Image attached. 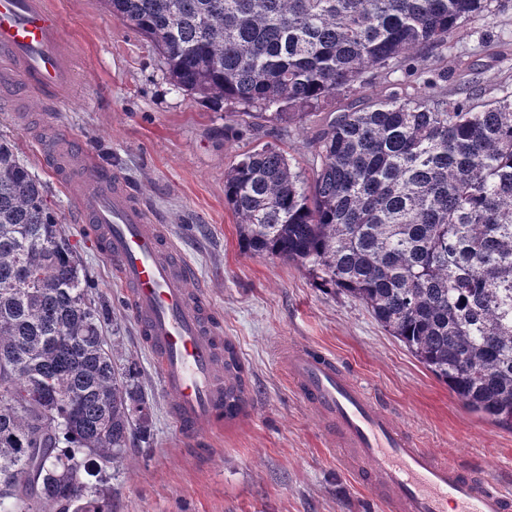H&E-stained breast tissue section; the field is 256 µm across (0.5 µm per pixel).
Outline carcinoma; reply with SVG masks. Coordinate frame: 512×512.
<instances>
[{"instance_id": "1", "label": "carcinoma", "mask_w": 512, "mask_h": 512, "mask_svg": "<svg viewBox=\"0 0 512 512\" xmlns=\"http://www.w3.org/2000/svg\"><path fill=\"white\" fill-rule=\"evenodd\" d=\"M102 2L246 129L350 99L315 138L312 182L272 146L224 174L240 245L360 300L465 408L512 427V93L450 98L435 66L493 0ZM108 321L46 182L0 139V512H107L85 476L150 438ZM224 369L244 390L228 341Z\"/></svg>"}]
</instances>
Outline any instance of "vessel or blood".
Returning a JSON list of instances; mask_svg holds the SVG:
<instances>
[{
	"label": "vessel or blood",
	"mask_w": 512,
	"mask_h": 512,
	"mask_svg": "<svg viewBox=\"0 0 512 512\" xmlns=\"http://www.w3.org/2000/svg\"><path fill=\"white\" fill-rule=\"evenodd\" d=\"M67 43L47 0H0V95L13 88L60 100L72 81ZM54 174L78 168L71 192L94 245L111 261L164 389L179 434L199 441L241 418L245 398L224 372V332L192 266L163 225L113 172L59 143L48 153ZM288 377L316 414L353 477L387 512H512V494L494 476L419 447L376 395L334 357L288 353Z\"/></svg>",
	"instance_id": "1"
}]
</instances>
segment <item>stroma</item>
<instances>
[{"mask_svg": "<svg viewBox=\"0 0 512 512\" xmlns=\"http://www.w3.org/2000/svg\"><path fill=\"white\" fill-rule=\"evenodd\" d=\"M49 2L72 44L73 86L55 106L32 95L0 111V137L12 140L49 185L95 295L110 305L112 357L118 366H134L150 405V441L133 442L107 473L110 512H384L291 386L286 359L293 346L335 356L419 445L492 471L512 491V428L466 410L358 299L319 287L295 263L242 249L224 202L225 172L268 144L311 175L324 116L301 129L262 119L244 129L230 113L174 87L153 45L101 0ZM450 42L485 86L512 87V0H494ZM51 130L117 170L155 223L167 227L245 367L244 418L204 446H189L176 433L170 398L112 265L84 247L75 203L43 164L40 146Z\"/></svg>", "mask_w": 512, "mask_h": 512, "instance_id": "35a3bbf8", "label": "stroma"}]
</instances>
